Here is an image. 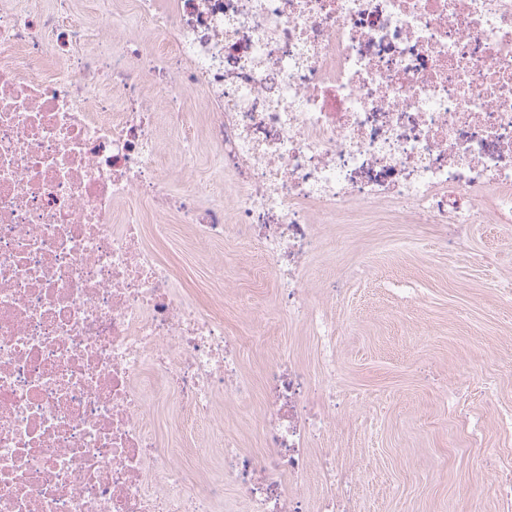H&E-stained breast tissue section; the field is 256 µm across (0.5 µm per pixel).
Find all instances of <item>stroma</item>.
<instances>
[{"label":"stroma","mask_w":512,"mask_h":512,"mask_svg":"<svg viewBox=\"0 0 512 512\" xmlns=\"http://www.w3.org/2000/svg\"><path fill=\"white\" fill-rule=\"evenodd\" d=\"M161 220L168 235L146 233L147 247L189 300L209 306L222 290L225 334L248 341L241 373L252 397L224 402L220 439L206 426L176 427L168 406L151 410L150 422L181 459L224 440L262 454L254 418L267 367L290 359L325 383L322 347L306 325L274 315L278 278L258 250L195 238L170 215L146 216L150 226ZM316 230L325 246L309 259L307 295L340 332L336 393L359 399L313 450L317 458L335 450L346 471L337 496L350 512H497L494 485L512 475V432L498 420L512 413V223L469 225L453 244L439 225L381 212ZM248 300L269 316L254 319ZM461 375L474 387L457 388Z\"/></svg>","instance_id":"obj_1"}]
</instances>
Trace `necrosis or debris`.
<instances>
[{
    "instance_id": "necrosis-or-debris-1",
    "label": "necrosis or debris",
    "mask_w": 512,
    "mask_h": 512,
    "mask_svg": "<svg viewBox=\"0 0 512 512\" xmlns=\"http://www.w3.org/2000/svg\"><path fill=\"white\" fill-rule=\"evenodd\" d=\"M130 22L154 43L117 41ZM182 89L202 94L212 173L175 198L156 128L196 115L153 106ZM219 188L232 213L200 205ZM360 210L512 223V0H102L87 19L0 0V512H223L228 486L252 512H336L300 489L338 474L311 459L336 408L297 364L266 373L265 455L221 449L220 476L151 430L150 400L171 398L181 427L223 431L216 397L250 388L242 345L175 292L144 216L251 241L277 312L326 344L312 219Z\"/></svg>"
}]
</instances>
